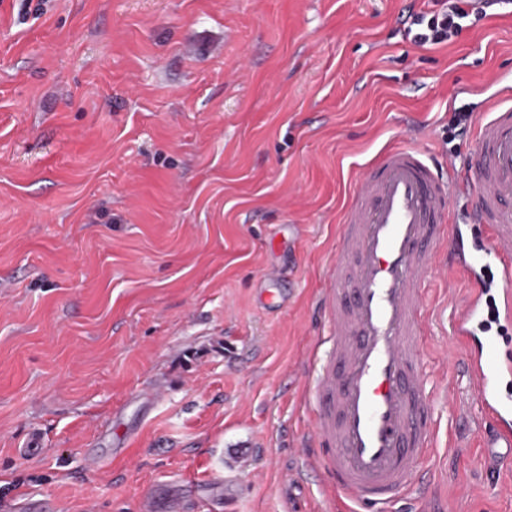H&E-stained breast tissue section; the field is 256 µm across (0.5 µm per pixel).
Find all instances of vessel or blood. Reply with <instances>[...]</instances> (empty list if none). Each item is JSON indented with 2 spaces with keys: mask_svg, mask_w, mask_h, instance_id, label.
Returning <instances> with one entry per match:
<instances>
[{
  "mask_svg": "<svg viewBox=\"0 0 512 512\" xmlns=\"http://www.w3.org/2000/svg\"><path fill=\"white\" fill-rule=\"evenodd\" d=\"M467 171L439 175L422 150L401 143L358 175L323 295L328 348L313 394L320 404L314 455L342 500L391 512L434 446V401L423 378L424 313L431 286L466 284L449 333L460 369L492 423L481 453L512 466V94L486 105ZM475 198L464 221L453 196Z\"/></svg>",
  "mask_w": 512,
  "mask_h": 512,
  "instance_id": "b4317fda",
  "label": "vessel or blood"
}]
</instances>
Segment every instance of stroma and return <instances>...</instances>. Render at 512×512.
<instances>
[{"mask_svg":"<svg viewBox=\"0 0 512 512\" xmlns=\"http://www.w3.org/2000/svg\"><path fill=\"white\" fill-rule=\"evenodd\" d=\"M0 0V512H343L301 453L318 301L361 167L475 143L512 4L418 47L435 0ZM451 512H512L452 448L448 312L425 337ZM110 449L104 467L88 459Z\"/></svg>","mask_w":512,"mask_h":512,"instance_id":"obj_1","label":"stroma"}]
</instances>
